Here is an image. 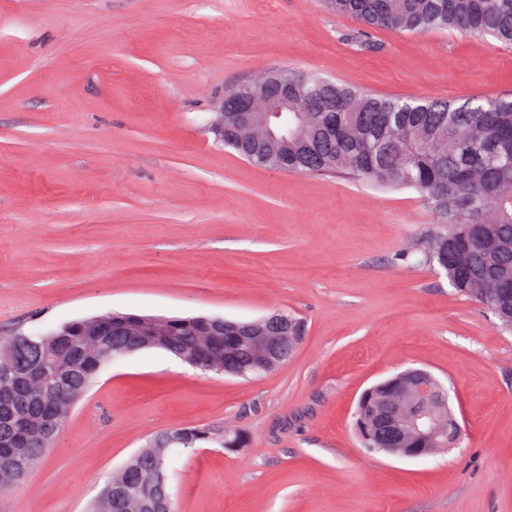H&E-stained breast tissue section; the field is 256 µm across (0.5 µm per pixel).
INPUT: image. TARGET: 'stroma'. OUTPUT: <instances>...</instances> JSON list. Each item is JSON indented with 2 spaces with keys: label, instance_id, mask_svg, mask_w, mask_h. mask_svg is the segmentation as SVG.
I'll list each match as a JSON object with an SVG mask.
<instances>
[{
  "label": "stroma",
  "instance_id": "stroma-1",
  "mask_svg": "<svg viewBox=\"0 0 512 512\" xmlns=\"http://www.w3.org/2000/svg\"><path fill=\"white\" fill-rule=\"evenodd\" d=\"M325 0H0V336L109 311L303 318L245 381L161 349L114 362L0 512H85L154 435L209 426L169 477L178 512H512V334L404 256L436 217L411 188L257 166L213 106L274 68L392 97L512 95V49L371 31ZM448 389L460 447L362 448L364 389L409 369Z\"/></svg>",
  "mask_w": 512,
  "mask_h": 512
}]
</instances>
